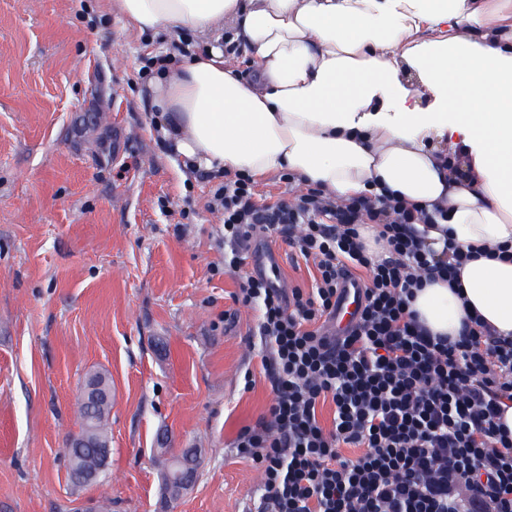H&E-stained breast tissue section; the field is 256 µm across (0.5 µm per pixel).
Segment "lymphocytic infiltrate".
Returning <instances> with one entry per match:
<instances>
[{"label": "lymphocytic infiltrate", "instance_id": "obj_1", "mask_svg": "<svg viewBox=\"0 0 512 512\" xmlns=\"http://www.w3.org/2000/svg\"><path fill=\"white\" fill-rule=\"evenodd\" d=\"M210 207L223 216L226 272L258 239L283 241L312 268L310 287L260 273L233 295L260 310L255 334L274 392L266 415L235 440L261 471L259 512H512V435L501 421L512 340L477 314L458 340L435 336L410 308L429 280L456 286L483 248L447 234L442 251L430 249L424 226L437 216L387 193L338 202L311 188L261 203L252 178L237 173ZM366 224L378 226L384 257L367 252ZM345 273L360 306L341 327Z\"/></svg>", "mask_w": 512, "mask_h": 512}]
</instances>
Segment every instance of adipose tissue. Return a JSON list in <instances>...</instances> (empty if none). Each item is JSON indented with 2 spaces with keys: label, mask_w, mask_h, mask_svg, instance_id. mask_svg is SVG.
<instances>
[{
  "label": "adipose tissue",
  "mask_w": 512,
  "mask_h": 512,
  "mask_svg": "<svg viewBox=\"0 0 512 512\" xmlns=\"http://www.w3.org/2000/svg\"><path fill=\"white\" fill-rule=\"evenodd\" d=\"M113 4L142 31H230L229 45L258 63L244 81L215 44L155 79L160 132L186 161L290 172L335 199L385 188L446 208L459 245L512 246V0ZM434 135L459 137L466 156L443 166ZM460 281L417 292L426 326L454 338L475 312L512 337V260L468 262Z\"/></svg>",
  "instance_id": "adipose-tissue-1"
}]
</instances>
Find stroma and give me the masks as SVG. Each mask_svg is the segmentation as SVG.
<instances>
[{
	"mask_svg": "<svg viewBox=\"0 0 512 512\" xmlns=\"http://www.w3.org/2000/svg\"><path fill=\"white\" fill-rule=\"evenodd\" d=\"M179 38L106 0H0V512H247L259 498L234 446L274 398L258 312L232 299L216 181L168 148L144 74ZM271 253L285 284H309L281 242L243 273ZM93 370L112 381L111 476L76 488L65 443ZM163 448L198 451L170 505Z\"/></svg>",
	"mask_w": 512,
	"mask_h": 512,
	"instance_id": "obj_1",
	"label": "stroma"
}]
</instances>
